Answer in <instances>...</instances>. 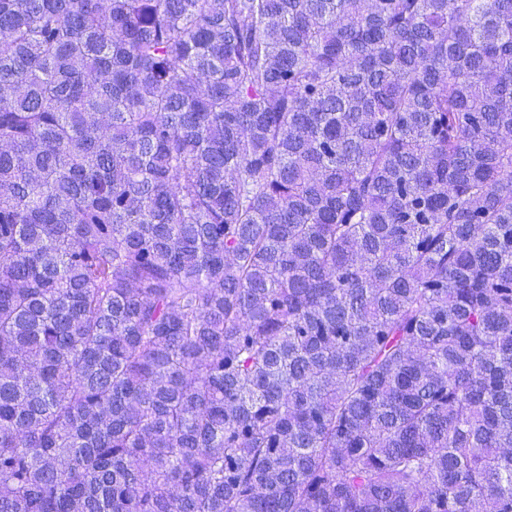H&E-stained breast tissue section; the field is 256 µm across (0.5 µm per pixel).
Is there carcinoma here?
Segmentation results:
<instances>
[{
    "mask_svg": "<svg viewBox=\"0 0 512 512\" xmlns=\"http://www.w3.org/2000/svg\"><path fill=\"white\" fill-rule=\"evenodd\" d=\"M0 512H512V0H0Z\"/></svg>",
    "mask_w": 512,
    "mask_h": 512,
    "instance_id": "cac0c4a2",
    "label": "carcinoma"
}]
</instances>
